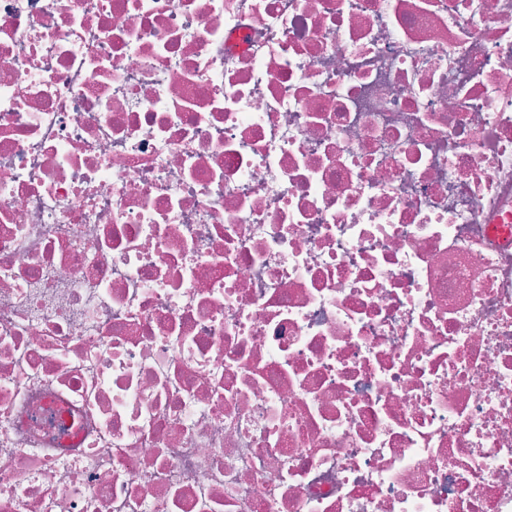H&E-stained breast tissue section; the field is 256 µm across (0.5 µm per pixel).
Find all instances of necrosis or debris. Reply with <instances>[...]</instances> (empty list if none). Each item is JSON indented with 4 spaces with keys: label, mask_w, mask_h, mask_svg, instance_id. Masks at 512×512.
Masks as SVG:
<instances>
[{
    "label": "necrosis or debris",
    "mask_w": 512,
    "mask_h": 512,
    "mask_svg": "<svg viewBox=\"0 0 512 512\" xmlns=\"http://www.w3.org/2000/svg\"><path fill=\"white\" fill-rule=\"evenodd\" d=\"M494 224L512 0H0V512H512Z\"/></svg>",
    "instance_id": "necrosis-or-debris-1"
}]
</instances>
